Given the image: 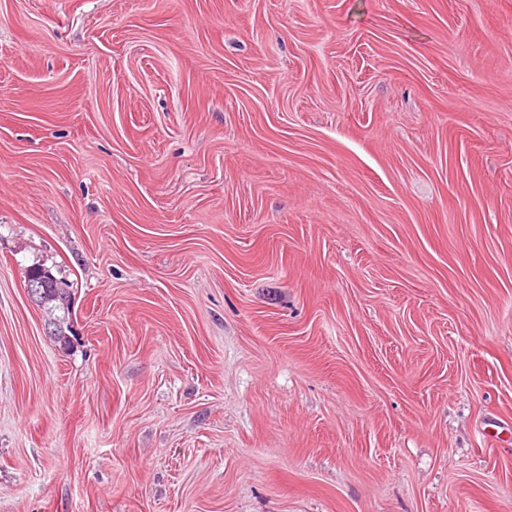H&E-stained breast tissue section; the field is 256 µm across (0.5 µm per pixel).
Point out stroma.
I'll return each instance as SVG.
<instances>
[{"label":"stroma","instance_id":"35a3bbf8","mask_svg":"<svg viewBox=\"0 0 512 512\" xmlns=\"http://www.w3.org/2000/svg\"><path fill=\"white\" fill-rule=\"evenodd\" d=\"M0 512H512V0H0ZM33 268L42 269L44 268L41 265L34 266ZM46 269V268H44ZM49 270V269H46ZM50 271V270H49ZM49 271H42L43 278H27L26 288L28 292L34 296L37 295L39 297H44V300L50 294H53L51 289H54L57 292H60L62 288H67L61 295L54 296V304L58 309V315H52L47 311V308L43 307V310L47 313L49 318H53L55 321L52 324L53 330L50 332L49 336L53 337L58 342L67 343L68 337L66 336L65 330L71 332L70 324H71V312H72V296L73 292V283H67L68 287L60 280L54 277Z\"/></svg>","mask_w":512,"mask_h":512}]
</instances>
